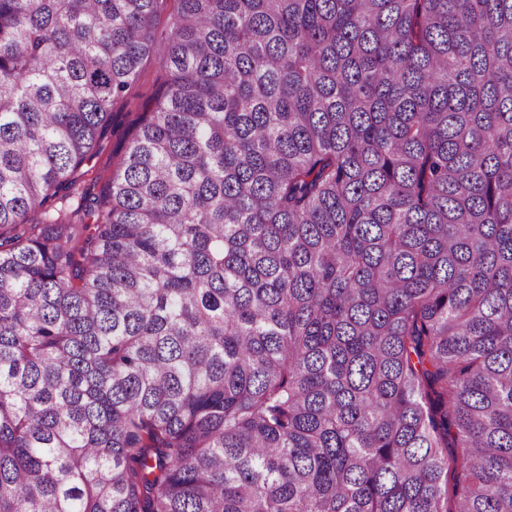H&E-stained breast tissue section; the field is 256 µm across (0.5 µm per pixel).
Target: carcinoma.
Returning <instances> with one entry per match:
<instances>
[{"instance_id":"obj_1","label":"carcinoma","mask_w":512,"mask_h":512,"mask_svg":"<svg viewBox=\"0 0 512 512\" xmlns=\"http://www.w3.org/2000/svg\"><path fill=\"white\" fill-rule=\"evenodd\" d=\"M0 512H512V0H0ZM165 78L166 74L162 67L152 61L129 90L127 103H118L112 108V135L105 140L103 148L90 162V171L85 176L87 183L92 180L96 182V191L105 184L111 172L116 170L120 156L135 135L138 123L142 120L144 112H148Z\"/></svg>"}]
</instances>
